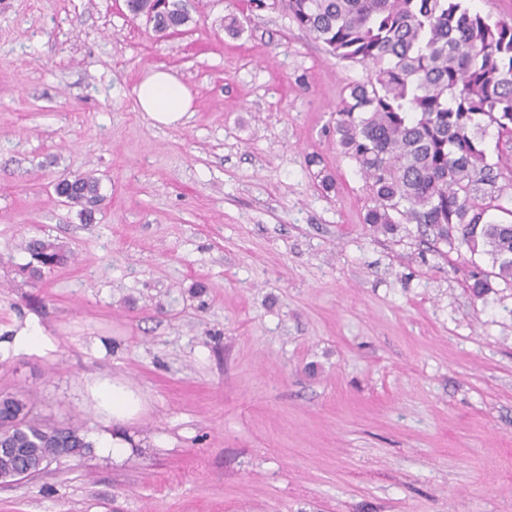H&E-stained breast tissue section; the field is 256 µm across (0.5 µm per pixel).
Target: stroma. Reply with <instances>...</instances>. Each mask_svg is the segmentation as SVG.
I'll return each instance as SVG.
<instances>
[{"label": "stroma", "instance_id": "obj_1", "mask_svg": "<svg viewBox=\"0 0 512 512\" xmlns=\"http://www.w3.org/2000/svg\"><path fill=\"white\" fill-rule=\"evenodd\" d=\"M185 4L163 36L125 0H0V392L91 444L0 512H512V285L364 224L332 125L368 68L272 5ZM151 66L194 95L178 126L137 106ZM86 174L90 224L53 191ZM33 237L70 253L39 281ZM107 400L112 408V416L117 419H123L131 414L135 406L132 395L119 388H112Z\"/></svg>", "mask_w": 512, "mask_h": 512}]
</instances>
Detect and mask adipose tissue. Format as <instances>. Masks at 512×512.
Returning <instances> with one entry per match:
<instances>
[{
    "instance_id": "1",
    "label": "adipose tissue",
    "mask_w": 512,
    "mask_h": 512,
    "mask_svg": "<svg viewBox=\"0 0 512 512\" xmlns=\"http://www.w3.org/2000/svg\"><path fill=\"white\" fill-rule=\"evenodd\" d=\"M135 93L140 110L159 126L177 125L193 105L190 88L171 71L156 67L147 69Z\"/></svg>"
}]
</instances>
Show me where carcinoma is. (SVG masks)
<instances>
[{
    "label": "carcinoma",
    "instance_id": "obj_1",
    "mask_svg": "<svg viewBox=\"0 0 512 512\" xmlns=\"http://www.w3.org/2000/svg\"><path fill=\"white\" fill-rule=\"evenodd\" d=\"M465 0H279L300 29L340 61L372 69L349 83L336 110L333 134L369 191L364 223L385 232L415 224L434 239L486 256L492 271L471 275L475 297L488 277L512 282V18L493 20ZM135 16H151L158 33L189 21L183 0H127ZM496 129V159L484 138ZM55 194L79 208L91 224L104 201L99 180L79 175L53 184ZM503 213L511 220L492 218ZM36 261L19 267L31 279L65 264L69 255L49 239L29 240ZM0 445L21 448L0 455V476L21 467L37 472L51 459L91 447L80 427L38 422L34 406L0 392Z\"/></svg>",
    "mask_w": 512,
    "mask_h": 512
}]
</instances>
